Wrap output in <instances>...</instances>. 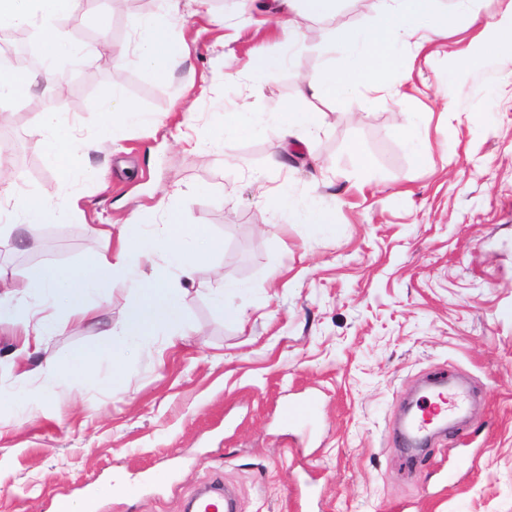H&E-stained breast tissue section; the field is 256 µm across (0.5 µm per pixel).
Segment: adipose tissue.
Listing matches in <instances>:
<instances>
[{
	"label": "adipose tissue",
	"instance_id": "obj_1",
	"mask_svg": "<svg viewBox=\"0 0 512 512\" xmlns=\"http://www.w3.org/2000/svg\"><path fill=\"white\" fill-rule=\"evenodd\" d=\"M163 11L139 17L134 22L135 52L140 65L164 78L184 61V44L174 36L181 0H165ZM375 20L368 25L337 28L323 44L324 65L305 74V97L341 104L351 88L364 86L369 104H376L377 93L396 97L407 80L394 69V62L410 48L420 49L435 38L456 31L461 20L477 25L481 17L474 0H454L445 10L435 9L433 0H380ZM75 0H0V26L35 29L43 74L48 83H57L52 69L55 61L73 59L78 48L64 37L59 23L69 17ZM288 14V51L282 55L257 57L250 66L253 78L281 67L299 68L300 43L308 35L299 20L307 15L328 16L336 10V0H281ZM106 137L126 126L153 124V117L126 102L120 95L102 100ZM266 121L256 113L242 111L216 113L208 139L191 142L194 151L206 152L228 137L258 136ZM35 145L57 169L63 185L80 168L74 147V130L59 107L41 112L35 126ZM9 152L0 153V232L12 233L22 225L52 222L66 211H78L79 195L71 191L65 208L54 207L40 195L17 187L7 173ZM156 208L165 222L152 230H139L135 247L119 246L113 255H101L86 265L63 271L47 265L34 270L27 283H9L0 296V326L22 325L27 329L26 347L41 350L47 336L60 322L81 324L90 321L88 294L98 288L122 284L141 295L120 329L121 350L132 351L150 337L157 325L176 327L181 320L176 280L192 281L198 260L209 256L213 243L197 226L180 223L172 197L161 198ZM161 254L162 262L151 274L140 273L138 257Z\"/></svg>",
	"mask_w": 512,
	"mask_h": 512
}]
</instances>
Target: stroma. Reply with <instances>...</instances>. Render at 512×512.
<instances>
[{
    "label": "stroma",
    "mask_w": 512,
    "mask_h": 512,
    "mask_svg": "<svg viewBox=\"0 0 512 512\" xmlns=\"http://www.w3.org/2000/svg\"><path fill=\"white\" fill-rule=\"evenodd\" d=\"M160 5L95 0L61 21L75 43L105 40L121 56L59 64L71 100L64 113L95 176L74 181L81 215L27 225L21 245L0 238L11 252L0 270L22 280L112 253L132 238L130 220L162 223L154 206L176 188L183 223L216 247L184 286L178 336L156 328L133 354L109 353L107 329L120 328L136 302L120 284L89 296L97 324L60 329L41 355L24 352L22 328L0 329V512H55L61 496L161 467L173 488L119 491L98 512H181L182 498L215 478L234 490L238 512H297L302 484L308 512H512V54H476L479 28L461 25L401 56L402 97L370 105L358 87L335 109L310 99L324 125L275 167L271 146L283 133L274 122L265 136L228 139L208 155L184 140L205 137L216 109L270 115L299 98L294 70L245 76L254 56L288 50L279 0H209V22L183 8L175 33L186 60L164 80L130 47L134 19ZM373 16L359 0H338L332 18L302 24L323 36ZM452 60L462 64L463 92L449 112L439 89ZM228 71L238 76L230 87ZM113 92L158 126L103 140L98 106ZM50 96L36 82L7 125L23 143L11 157L14 180L56 204L58 173L32 137L31 107ZM417 112L431 115L426 159L403 144ZM266 189L286 193L287 209L269 208ZM313 194L335 235L289 223V210ZM225 281L253 288L233 317L211 298ZM81 354L98 355L93 375H74ZM44 356L62 385L43 382ZM442 374L468 392V409L409 466L394 440L402 408L425 409V381ZM304 395L319 400L312 426L283 424L281 405Z\"/></svg>",
    "instance_id": "1"
}]
</instances>
